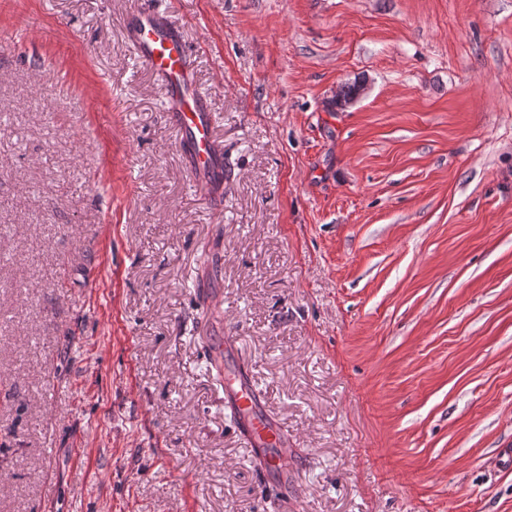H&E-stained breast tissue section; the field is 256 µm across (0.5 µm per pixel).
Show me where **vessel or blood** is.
I'll use <instances>...</instances> for the list:
<instances>
[{"label":"vessel or blood","instance_id":"vessel-or-blood-1","mask_svg":"<svg viewBox=\"0 0 512 512\" xmlns=\"http://www.w3.org/2000/svg\"><path fill=\"white\" fill-rule=\"evenodd\" d=\"M127 42L159 80L167 101L166 117L178 135L186 168L208 209H224V149L214 136L215 115L196 85L194 57L179 26L138 0L130 12ZM228 340H221L211 365L221 380L224 406L239 423L264 478L288 476V435L261 409L262 394L238 370L224 368Z\"/></svg>","mask_w":512,"mask_h":512}]
</instances>
